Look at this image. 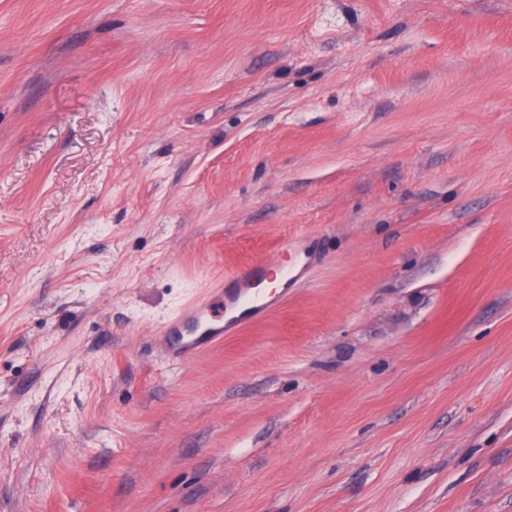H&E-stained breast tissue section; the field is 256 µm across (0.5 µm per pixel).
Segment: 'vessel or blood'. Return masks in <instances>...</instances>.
Masks as SVG:
<instances>
[{
    "label": "vessel or blood",
    "instance_id": "b4317fda",
    "mask_svg": "<svg viewBox=\"0 0 512 512\" xmlns=\"http://www.w3.org/2000/svg\"><path fill=\"white\" fill-rule=\"evenodd\" d=\"M270 274L267 262H255L209 290L203 299L160 327L163 346L177 348L182 357H192L221 340L225 327L242 325L260 315L266 309L260 285Z\"/></svg>",
    "mask_w": 512,
    "mask_h": 512
}]
</instances>
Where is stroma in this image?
Here are the masks:
<instances>
[{
	"instance_id": "stroma-1",
	"label": "stroma",
	"mask_w": 512,
	"mask_h": 512,
	"mask_svg": "<svg viewBox=\"0 0 512 512\" xmlns=\"http://www.w3.org/2000/svg\"><path fill=\"white\" fill-rule=\"evenodd\" d=\"M0 512H512V0H0ZM274 266L266 261L254 262L234 276L219 281L208 294L183 311L177 318L164 323L158 331L166 351L177 347L181 357H193L224 337L225 326H240L246 320L260 315L266 309L262 302V288H282L280 275L272 282L270 277ZM224 288V289H223ZM241 310L238 315L228 317L231 312Z\"/></svg>"
}]
</instances>
